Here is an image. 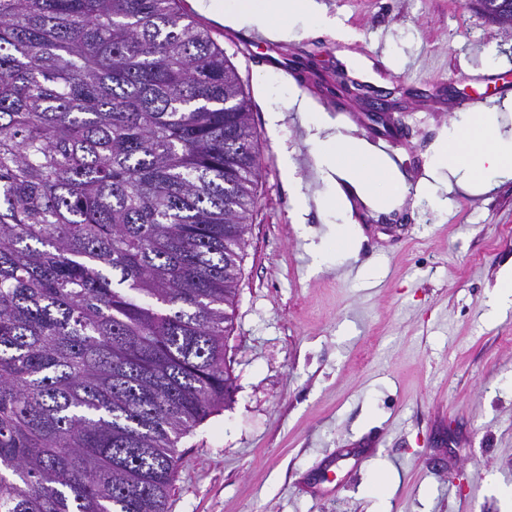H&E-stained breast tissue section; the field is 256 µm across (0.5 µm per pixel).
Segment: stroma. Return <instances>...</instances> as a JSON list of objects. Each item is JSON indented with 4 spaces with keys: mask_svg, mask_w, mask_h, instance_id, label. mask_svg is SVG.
<instances>
[{
    "mask_svg": "<svg viewBox=\"0 0 512 512\" xmlns=\"http://www.w3.org/2000/svg\"><path fill=\"white\" fill-rule=\"evenodd\" d=\"M319 2L338 30L300 22L273 50L182 3L242 80L260 167L226 339L234 393L180 439L167 512H507L512 180L471 194L429 171L476 75L512 98V28L466 0ZM365 90L386 93L384 122ZM296 98L353 138L395 131L394 205L321 178ZM337 193L346 211L318 208Z\"/></svg>",
    "mask_w": 512,
    "mask_h": 512,
    "instance_id": "1",
    "label": "stroma"
}]
</instances>
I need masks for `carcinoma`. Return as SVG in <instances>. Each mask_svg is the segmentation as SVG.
Returning a JSON list of instances; mask_svg holds the SVG:
<instances>
[{"label":"carcinoma","mask_w":512,"mask_h":512,"mask_svg":"<svg viewBox=\"0 0 512 512\" xmlns=\"http://www.w3.org/2000/svg\"><path fill=\"white\" fill-rule=\"evenodd\" d=\"M181 0H0V512H166L225 363L258 133Z\"/></svg>","instance_id":"obj_1"}]
</instances>
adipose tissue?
<instances>
[{
  "mask_svg": "<svg viewBox=\"0 0 512 512\" xmlns=\"http://www.w3.org/2000/svg\"><path fill=\"white\" fill-rule=\"evenodd\" d=\"M303 18L327 21L318 0H227L224 7L225 24L273 40L287 39L292 21ZM495 114L492 108L473 113L435 153L436 167L448 169L463 190L478 185L487 192L497 182L512 179V134L500 132ZM319 145L321 170L347 182L364 202L388 200L389 190L405 183L393 161L376 149L334 134L325 135Z\"/></svg>",
  "mask_w": 512,
  "mask_h": 512,
  "instance_id": "obj_1",
  "label": "adipose tissue"
}]
</instances>
